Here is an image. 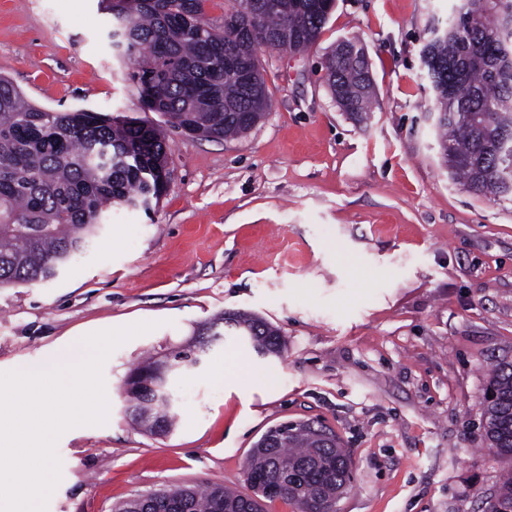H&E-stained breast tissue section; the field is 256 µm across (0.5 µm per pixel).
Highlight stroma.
<instances>
[{"label":"stroma","instance_id":"stroma-1","mask_svg":"<svg viewBox=\"0 0 512 512\" xmlns=\"http://www.w3.org/2000/svg\"><path fill=\"white\" fill-rule=\"evenodd\" d=\"M452 5L336 0L308 52L259 50L271 108L245 136L214 141L144 110L98 0H0V75L41 107L144 120L170 144L154 213L113 208L59 278L0 288V374L81 335L151 326L102 366L106 422L58 438L46 512H113L162 488L244 489L253 444L309 419L353 462L338 512H481L512 468L482 417L491 367L512 363V202L468 191L440 160L420 50ZM352 36L376 88L362 117L324 83L326 53ZM227 312L278 327L284 354L227 333L170 377L171 433L131 424L130 373Z\"/></svg>","mask_w":512,"mask_h":512}]
</instances>
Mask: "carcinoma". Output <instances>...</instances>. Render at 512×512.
<instances>
[{"label": "carcinoma", "mask_w": 512, "mask_h": 512, "mask_svg": "<svg viewBox=\"0 0 512 512\" xmlns=\"http://www.w3.org/2000/svg\"><path fill=\"white\" fill-rule=\"evenodd\" d=\"M206 0H117L112 46L139 93H147L170 126L212 139L240 137L270 109L257 48L301 53L319 39L334 0H228L224 24L204 19ZM512 0H455L440 35L429 30L421 49L423 77L437 114V144L454 180L475 194L512 202ZM324 82L345 112H370L375 86L362 41L336 45L324 61ZM166 134L160 127L110 113L51 111L0 77V287L43 283L87 255L112 206L137 202L151 210L166 192ZM247 336L258 353L283 351L279 330L243 314L209 322L210 333L172 362L199 357L224 339V327ZM148 376L159 390L125 389L126 415L145 432L171 428L177 405L168 370L147 361L130 377ZM488 388L499 400L484 406L485 436L512 458V364H498ZM338 439L319 446L303 429L275 448H252L245 482L252 494L222 485L188 488L187 512H263L252 479L282 489L280 498L307 512L328 509L351 477ZM496 497L512 509V475Z\"/></svg>", "instance_id": "cac0c4a2"}]
</instances>
